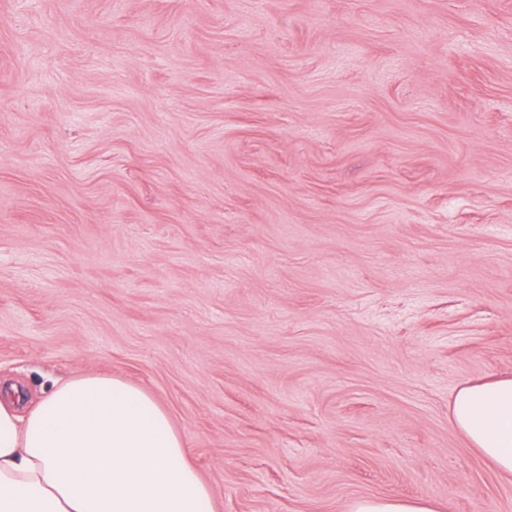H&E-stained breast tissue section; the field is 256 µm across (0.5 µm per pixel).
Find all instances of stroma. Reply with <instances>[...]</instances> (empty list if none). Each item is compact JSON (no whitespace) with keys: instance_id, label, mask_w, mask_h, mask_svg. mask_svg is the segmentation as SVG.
Here are the masks:
<instances>
[{"instance_id":"1","label":"stroma","mask_w":512,"mask_h":512,"mask_svg":"<svg viewBox=\"0 0 512 512\" xmlns=\"http://www.w3.org/2000/svg\"><path fill=\"white\" fill-rule=\"evenodd\" d=\"M512 0H0V378L149 392L209 512H512ZM454 426L502 474H512V374L464 384L450 407ZM429 499L401 497H366L353 501L349 512H439Z\"/></svg>"}]
</instances>
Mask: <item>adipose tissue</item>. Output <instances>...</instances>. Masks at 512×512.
I'll use <instances>...</instances> for the list:
<instances>
[{
  "mask_svg": "<svg viewBox=\"0 0 512 512\" xmlns=\"http://www.w3.org/2000/svg\"><path fill=\"white\" fill-rule=\"evenodd\" d=\"M24 399L0 381V512H204L211 490L145 390L83 375ZM450 412L471 447L512 474V374L460 386Z\"/></svg>",
  "mask_w": 512,
  "mask_h": 512,
  "instance_id": "adipose-tissue-1",
  "label": "adipose tissue"
}]
</instances>
